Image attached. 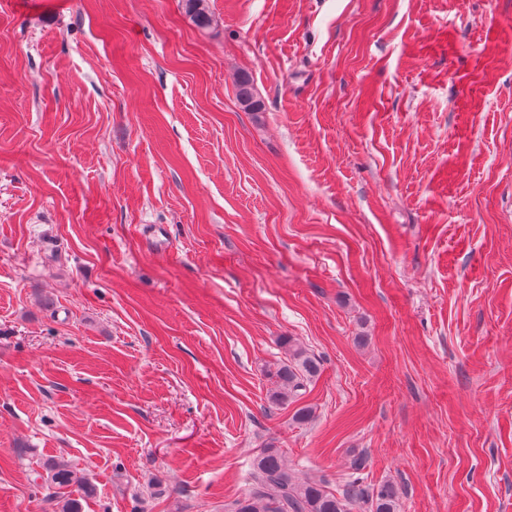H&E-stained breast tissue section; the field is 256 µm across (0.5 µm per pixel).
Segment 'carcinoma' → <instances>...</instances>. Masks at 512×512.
I'll list each match as a JSON object with an SVG mask.
<instances>
[{"label":"carcinoma","instance_id":"carcinoma-1","mask_svg":"<svg viewBox=\"0 0 512 512\" xmlns=\"http://www.w3.org/2000/svg\"><path fill=\"white\" fill-rule=\"evenodd\" d=\"M184 9L198 27L210 26L205 0H184ZM237 88L246 109L260 110L248 77H242ZM284 343L288 358L275 372L276 388L268 396L276 407L299 401L319 372L314 356L289 337ZM43 470L41 479L52 489L55 512H82V500L92 495L94 488L65 461L50 459L44 462ZM249 485L245 494L225 504V512H399V494L392 484L370 487L355 478L337 495L320 482L300 478L285 465L282 450L273 443L254 456Z\"/></svg>","mask_w":512,"mask_h":512}]
</instances>
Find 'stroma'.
I'll return each mask as SVG.
<instances>
[{"label":"stroma","mask_w":512,"mask_h":512,"mask_svg":"<svg viewBox=\"0 0 512 512\" xmlns=\"http://www.w3.org/2000/svg\"><path fill=\"white\" fill-rule=\"evenodd\" d=\"M206 6L0 0V512L49 459L83 512H224L270 442L512 512V0ZM288 358L275 372L276 388L270 390L268 401L272 406H288L298 402L306 393L307 385L319 372L316 358L290 337L284 338ZM303 391V392H301Z\"/></svg>","instance_id":"stroma-1"}]
</instances>
